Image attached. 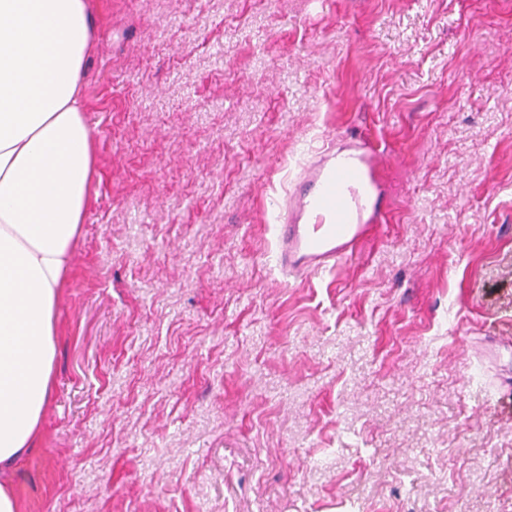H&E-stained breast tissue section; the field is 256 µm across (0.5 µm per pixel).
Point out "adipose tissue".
<instances>
[{
  "label": "adipose tissue",
  "mask_w": 512,
  "mask_h": 512,
  "mask_svg": "<svg viewBox=\"0 0 512 512\" xmlns=\"http://www.w3.org/2000/svg\"><path fill=\"white\" fill-rule=\"evenodd\" d=\"M91 0H0V470L49 403L55 308L97 166L84 70Z\"/></svg>",
  "instance_id": "1"
}]
</instances>
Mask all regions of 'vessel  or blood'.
<instances>
[{
	"label": "vessel or blood",
	"instance_id": "b4317fda",
	"mask_svg": "<svg viewBox=\"0 0 512 512\" xmlns=\"http://www.w3.org/2000/svg\"><path fill=\"white\" fill-rule=\"evenodd\" d=\"M343 141L314 154L272 213L273 269L286 281L335 269L386 219V153L362 131L346 132Z\"/></svg>",
	"mask_w": 512,
	"mask_h": 512
}]
</instances>
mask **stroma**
Segmentation results:
<instances>
[{
  "instance_id": "stroma-1",
  "label": "stroma",
  "mask_w": 512,
  "mask_h": 512,
  "mask_svg": "<svg viewBox=\"0 0 512 512\" xmlns=\"http://www.w3.org/2000/svg\"><path fill=\"white\" fill-rule=\"evenodd\" d=\"M99 165L20 512H512V0H95ZM360 126L385 223L265 215ZM302 168L285 205L272 212L273 269L302 282L348 260L386 219L383 172L387 154L367 133L346 131Z\"/></svg>"
}]
</instances>
